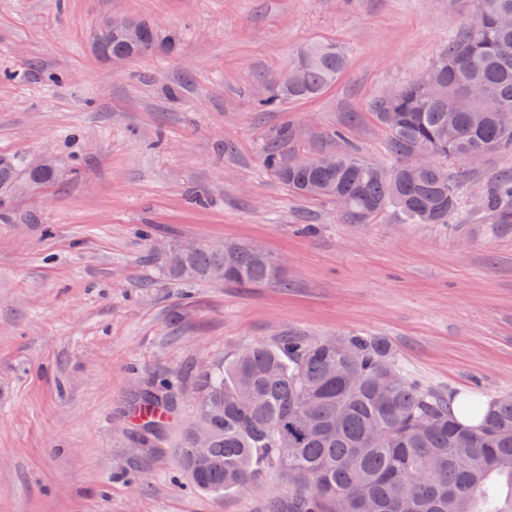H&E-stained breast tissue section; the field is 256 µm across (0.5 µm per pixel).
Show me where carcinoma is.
Here are the masks:
<instances>
[{"label": "carcinoma", "mask_w": 512, "mask_h": 512, "mask_svg": "<svg viewBox=\"0 0 512 512\" xmlns=\"http://www.w3.org/2000/svg\"><path fill=\"white\" fill-rule=\"evenodd\" d=\"M476 15L448 35L437 55L432 85L408 81L390 101L372 104L395 160L381 168L354 149L333 154L329 166L294 168L276 143L264 162L295 196L343 204L363 220L389 208L409 224L463 220L465 170L448 160L512 151V0H475ZM333 44L305 46L276 74L278 86L259 100L275 108L326 92L346 67ZM418 150L435 164L415 168ZM61 173L26 172L41 185ZM480 210L495 224L512 223V177L484 189ZM204 247L177 252L169 266L179 275L205 276L224 265V279L275 278V262L259 250ZM196 405L174 452L196 487L221 494L242 490L268 471L288 476V491L268 498L260 512H512V400L486 411L470 400L453 416V403L414 381L376 338L306 340L284 336L273 347L250 344L232 358L186 368ZM170 380L147 382L138 395L143 434L162 429L176 409Z\"/></svg>", "instance_id": "cac0c4a2"}]
</instances>
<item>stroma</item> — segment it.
I'll use <instances>...</instances> for the list:
<instances>
[{"instance_id": "obj_1", "label": "stroma", "mask_w": 512, "mask_h": 512, "mask_svg": "<svg viewBox=\"0 0 512 512\" xmlns=\"http://www.w3.org/2000/svg\"><path fill=\"white\" fill-rule=\"evenodd\" d=\"M473 0H0V161L50 155L59 182L0 185V512H257L277 472L196 489L171 451L179 404L141 449L131 400L151 378L248 343L380 337L446 398L512 394V224L360 222L291 195L264 149L356 148L388 167L370 105L427 72ZM155 51L98 55L113 17ZM310 43L347 67L320 97L261 111ZM249 245L278 280H180L167 257ZM141 24L140 22L138 23V21L136 22L125 17H116L112 18V22L107 29H105L104 33L110 36H112L113 33H119L130 46L142 48L146 45L148 48L152 49L157 42L156 33L152 28L143 24L146 28V44L144 45Z\"/></svg>"}]
</instances>
